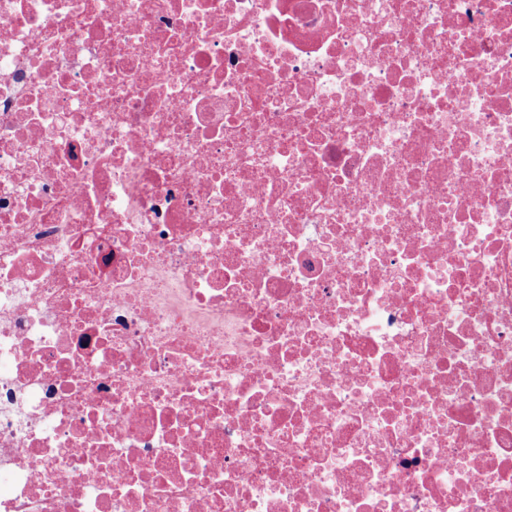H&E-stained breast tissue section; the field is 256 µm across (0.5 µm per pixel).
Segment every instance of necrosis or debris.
Instances as JSON below:
<instances>
[{"instance_id":"necrosis-or-debris-1","label":"necrosis or debris","mask_w":512,"mask_h":512,"mask_svg":"<svg viewBox=\"0 0 512 512\" xmlns=\"http://www.w3.org/2000/svg\"><path fill=\"white\" fill-rule=\"evenodd\" d=\"M0 512H512V0H0Z\"/></svg>"}]
</instances>
